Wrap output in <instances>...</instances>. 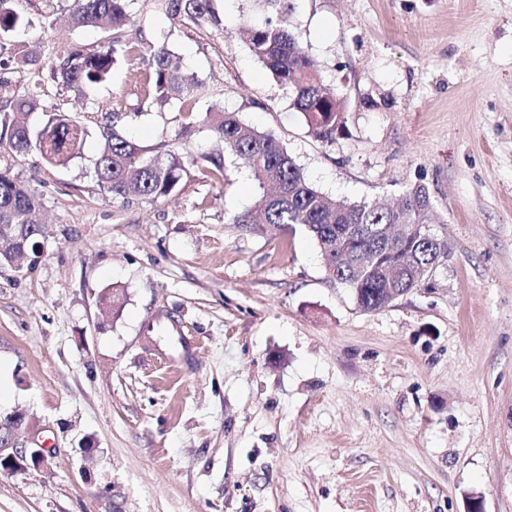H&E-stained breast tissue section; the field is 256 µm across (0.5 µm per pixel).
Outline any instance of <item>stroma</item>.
Listing matches in <instances>:
<instances>
[{"label": "stroma", "instance_id": "stroma-1", "mask_svg": "<svg viewBox=\"0 0 512 512\" xmlns=\"http://www.w3.org/2000/svg\"><path fill=\"white\" fill-rule=\"evenodd\" d=\"M287 23L348 106L331 144L223 26L172 23L130 0L135 41L166 40L215 105L276 135L324 195L396 202L428 187L448 243L434 276L376 312L328 278L303 230L231 224L261 193L241 159L218 185L189 168L164 200L112 199L94 177L103 110L138 145L215 149L177 107L135 113L137 60L96 104L47 84L90 135L70 164L0 150L51 231L33 271L0 266V411L53 454L0 473V512H512V0H291ZM25 35L44 61L103 34ZM123 294L120 315L101 295ZM192 337L170 358L142 326ZM95 447L84 455L81 444ZM166 318V320H164ZM146 329L152 335L166 336L172 349L180 352V359L189 358L191 345L188 339L183 336L180 324L164 314H157L146 323Z\"/></svg>", "mask_w": 512, "mask_h": 512}]
</instances>
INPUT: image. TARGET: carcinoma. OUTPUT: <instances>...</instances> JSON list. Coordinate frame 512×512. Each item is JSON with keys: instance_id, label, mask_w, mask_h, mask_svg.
<instances>
[{"instance_id": "1", "label": "carcinoma", "mask_w": 512, "mask_h": 512, "mask_svg": "<svg viewBox=\"0 0 512 512\" xmlns=\"http://www.w3.org/2000/svg\"><path fill=\"white\" fill-rule=\"evenodd\" d=\"M130 0H71L69 12L74 27L99 28L104 37L99 47L88 50L73 43L59 53L50 67L51 78L60 87L87 93L104 83L112 68L125 53L137 47L126 30V5ZM167 18L175 23L188 20L196 25L222 23L213 7L214 0H161ZM267 14L261 24L245 19L230 22L225 31L246 35L249 52L260 61L280 84L293 92V106L312 136L331 144L344 132L347 108L344 100L326 93L318 63L303 49L299 37L282 24V15L290 11V0H258ZM32 0H0V55L11 62L37 67L41 63L38 48L16 37L31 25L28 8ZM145 66L140 80L138 112H150L174 101L185 103L203 83L184 71L179 56L166 41L146 44ZM44 87L36 81L23 91L10 89V81L0 77V147L13 153L36 152L50 167H64L79 153L88 131L62 113L49 115L40 128L31 126L27 117L42 109ZM118 114L107 111L99 126L100 152L96 174L100 190L112 198L142 197L154 202L169 195L186 172L179 154L170 150L166 157L148 155L146 149L116 132ZM219 148L189 158L214 181L227 178L225 156L247 159L263 193L254 208L233 216L232 223L261 235H277L301 226L316 242L328 276L351 288L359 307L373 312L384 308L385 289L403 295L419 286L417 267L431 268L440 261L439 251L431 246L415 248L395 246L386 250L371 230L385 224H428L432 208L431 194L424 184L403 191L401 205L386 208L377 203L331 200L304 176L296 161L277 137L241 122L222 110L205 113ZM40 197L0 169V265L26 261L31 269L37 263L36 246L47 228L36 223ZM361 256L378 253L383 260L400 268L392 280L376 269L362 271L343 257L345 246Z\"/></svg>"}]
</instances>
